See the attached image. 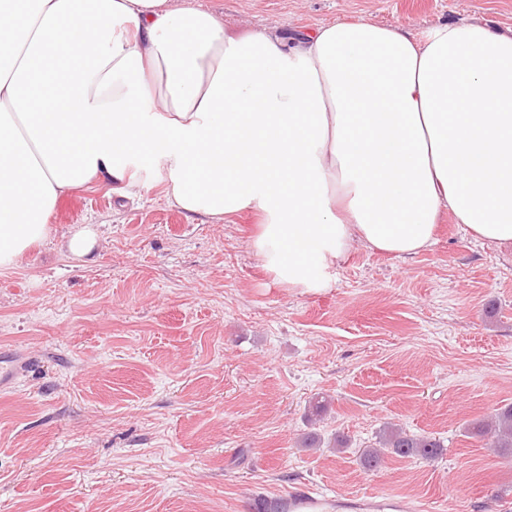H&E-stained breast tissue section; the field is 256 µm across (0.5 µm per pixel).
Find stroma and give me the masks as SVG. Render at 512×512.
<instances>
[{"instance_id":"35a3bbf8","label":"stroma","mask_w":512,"mask_h":512,"mask_svg":"<svg viewBox=\"0 0 512 512\" xmlns=\"http://www.w3.org/2000/svg\"><path fill=\"white\" fill-rule=\"evenodd\" d=\"M180 2L292 36L352 18L512 31V0ZM257 222L188 215L160 186L59 200L49 237L0 270V348L36 358L0 393V512H252L296 487L512 512V455L466 431L512 404V244L447 212L421 253L355 245L331 287L291 288L253 251ZM83 228L96 243L76 257ZM391 425L439 438L441 455L364 469ZM309 432L319 447H302Z\"/></svg>"}]
</instances>
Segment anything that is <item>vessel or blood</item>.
I'll return each mask as SVG.
<instances>
[{
	"label": "vessel or blood",
	"mask_w": 512,
	"mask_h": 512,
	"mask_svg": "<svg viewBox=\"0 0 512 512\" xmlns=\"http://www.w3.org/2000/svg\"><path fill=\"white\" fill-rule=\"evenodd\" d=\"M28 355L0 351V392L13 391L28 365ZM288 512H429L428 507L384 494L332 498L298 489L289 493Z\"/></svg>",
	"instance_id": "1"
}]
</instances>
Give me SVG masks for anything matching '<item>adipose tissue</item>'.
<instances>
[{"label":"adipose tissue","instance_id":"ef3b65f1","mask_svg":"<svg viewBox=\"0 0 512 512\" xmlns=\"http://www.w3.org/2000/svg\"><path fill=\"white\" fill-rule=\"evenodd\" d=\"M261 216L273 280L326 288L352 245L429 247L442 212L512 243V34L364 19L233 33L173 0H0V270L91 182Z\"/></svg>","mask_w":512,"mask_h":512}]
</instances>
